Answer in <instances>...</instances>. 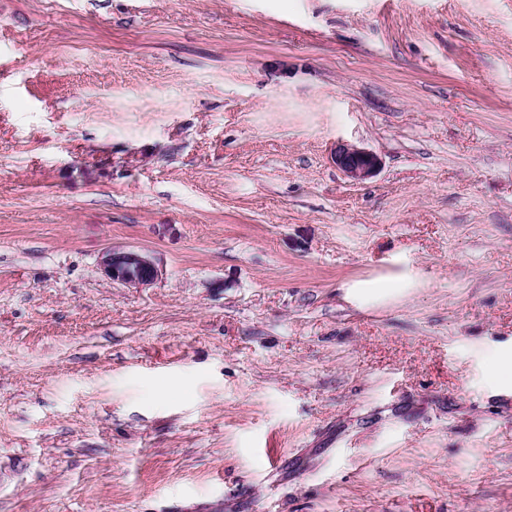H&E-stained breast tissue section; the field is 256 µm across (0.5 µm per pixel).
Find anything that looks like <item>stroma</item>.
I'll return each mask as SVG.
<instances>
[{
	"label": "stroma",
	"mask_w": 512,
	"mask_h": 512,
	"mask_svg": "<svg viewBox=\"0 0 512 512\" xmlns=\"http://www.w3.org/2000/svg\"><path fill=\"white\" fill-rule=\"evenodd\" d=\"M511 351L512 0H0V512H512ZM332 159L336 167L354 181L372 177L381 164L375 152L348 143H337ZM99 263L112 282L129 288H147L163 275L153 257L130 248L110 247L102 253Z\"/></svg>",
	"instance_id": "1"
}]
</instances>
